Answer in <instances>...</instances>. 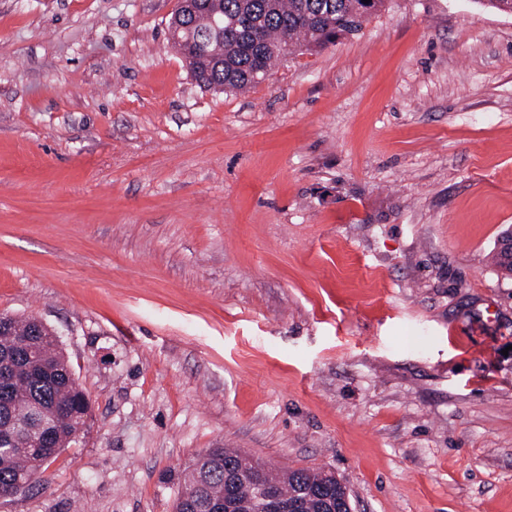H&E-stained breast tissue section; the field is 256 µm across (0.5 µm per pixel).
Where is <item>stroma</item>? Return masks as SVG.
I'll use <instances>...</instances> for the list:
<instances>
[{
	"label": "stroma",
	"instance_id": "35a3bbf8",
	"mask_svg": "<svg viewBox=\"0 0 512 512\" xmlns=\"http://www.w3.org/2000/svg\"><path fill=\"white\" fill-rule=\"evenodd\" d=\"M176 0H0V313L90 402L0 512H173L211 448L512 512V14L388 0L237 92Z\"/></svg>",
	"mask_w": 512,
	"mask_h": 512
}]
</instances>
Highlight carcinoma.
<instances>
[{"mask_svg":"<svg viewBox=\"0 0 512 512\" xmlns=\"http://www.w3.org/2000/svg\"><path fill=\"white\" fill-rule=\"evenodd\" d=\"M386 0H213L185 20L180 38H196L224 19V37L201 39L193 66L199 85L242 91L263 80L283 59L317 52L353 37L384 8ZM262 32V42L251 29ZM69 361L54 332L30 317L0 314V497L18 492L19 482L34 483L43 464L72 442L90 412L83 391L68 382ZM56 428L53 443L36 447L45 425ZM239 456L231 448H210L183 470V488L174 512H211L225 500L230 512H267L253 483L224 484V464ZM278 496L281 512H348L338 481L323 470L263 472Z\"/></svg>","mask_w":512,"mask_h":512,"instance_id":"obj_1","label":"carcinoma"}]
</instances>
